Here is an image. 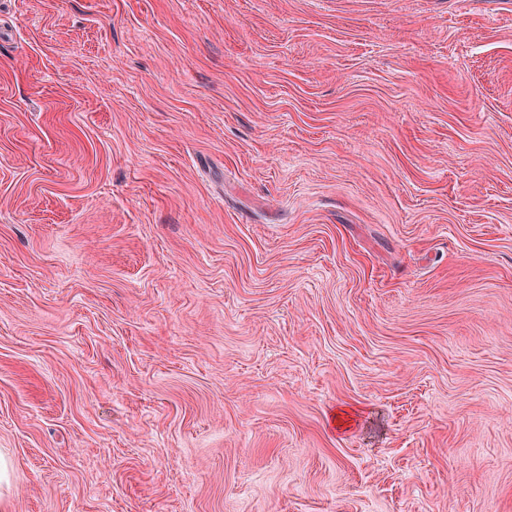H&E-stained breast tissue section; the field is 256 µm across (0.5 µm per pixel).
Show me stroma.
I'll use <instances>...</instances> for the list:
<instances>
[{"label":"stroma","mask_w":512,"mask_h":512,"mask_svg":"<svg viewBox=\"0 0 512 512\" xmlns=\"http://www.w3.org/2000/svg\"><path fill=\"white\" fill-rule=\"evenodd\" d=\"M0 512H512V0H0Z\"/></svg>","instance_id":"35a3bbf8"}]
</instances>
